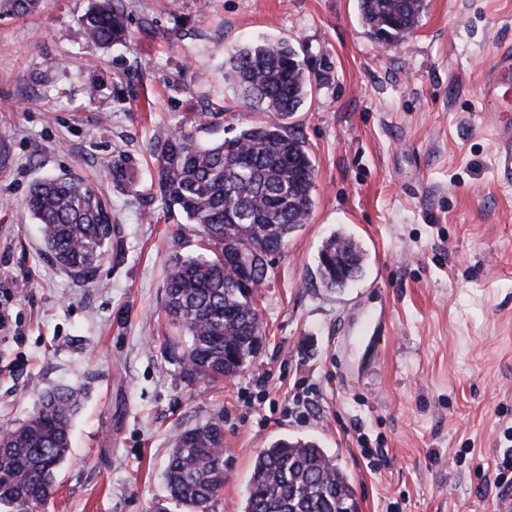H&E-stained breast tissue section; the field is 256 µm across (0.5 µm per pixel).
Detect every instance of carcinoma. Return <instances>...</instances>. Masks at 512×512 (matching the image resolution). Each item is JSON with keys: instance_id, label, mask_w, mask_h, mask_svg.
Segmentation results:
<instances>
[{"instance_id": "cac0c4a2", "label": "carcinoma", "mask_w": 512, "mask_h": 512, "mask_svg": "<svg viewBox=\"0 0 512 512\" xmlns=\"http://www.w3.org/2000/svg\"><path fill=\"white\" fill-rule=\"evenodd\" d=\"M40 0H0V14L24 16ZM362 23L379 44L407 40L426 0H358ZM99 44L130 40L118 0H98L83 18ZM224 80L241 103L268 112L273 121L248 126L220 141L202 133L224 119L204 112L189 132L158 129L152 150L156 186L168 211L199 227L204 252L170 258L164 310L175 328L171 359L184 381L219 382L251 362L252 337L262 335L256 290L240 288L242 266L269 275L272 256L307 223L315 167L305 141L288 127L305 104V60L284 41L224 50ZM25 207L41 225L50 256L76 277L93 272L112 245L116 225L109 202L77 176L32 185ZM349 272L336 268V255ZM364 251L350 236L330 235L317 271L327 288H343L363 269ZM85 387L59 385L40 393L32 415L16 427H0V507L26 512L46 503L56 471L72 446L71 431ZM169 498L183 512H208L224 486V422L220 415L178 431L165 467ZM243 512H359L353 481L313 440L280 438L256 455Z\"/></svg>"}]
</instances>
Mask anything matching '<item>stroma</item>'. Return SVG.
<instances>
[{
  "mask_svg": "<svg viewBox=\"0 0 512 512\" xmlns=\"http://www.w3.org/2000/svg\"><path fill=\"white\" fill-rule=\"evenodd\" d=\"M129 44L103 48L92 0L0 16V266L22 288L0 341V424L92 375L58 490L39 512H157L175 432L224 420V487L242 512L253 461L312 437L350 475L359 512H494L512 497V180L481 74L512 43V0H427L407 42L375 43L357 0H121ZM284 39L311 93L290 120L314 162L307 224L256 296L262 342L220 383L188 384L165 354L173 252L195 225L153 185L157 127L189 131L221 104L226 130L267 121L224 81V49ZM96 85L95 98L86 89ZM131 180L113 181V165ZM77 175L112 207L121 247L80 280L23 206L33 183ZM366 252L348 287L316 274L336 230Z\"/></svg>",
  "mask_w": 512,
  "mask_h": 512,
  "instance_id": "35a3bbf8",
  "label": "stroma"
}]
</instances>
